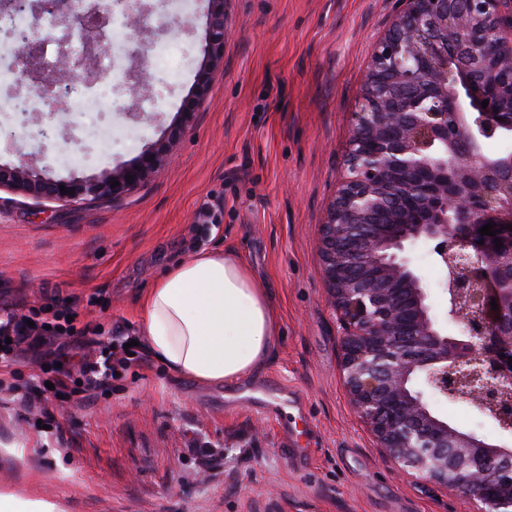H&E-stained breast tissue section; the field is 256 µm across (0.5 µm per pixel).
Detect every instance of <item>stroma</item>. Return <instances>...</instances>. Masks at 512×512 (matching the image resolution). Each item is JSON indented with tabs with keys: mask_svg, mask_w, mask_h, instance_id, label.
Wrapping results in <instances>:
<instances>
[{
	"mask_svg": "<svg viewBox=\"0 0 512 512\" xmlns=\"http://www.w3.org/2000/svg\"><path fill=\"white\" fill-rule=\"evenodd\" d=\"M140 34L113 78L105 141L73 162L71 112H11L25 130L0 137V164L56 178H95L164 141L194 89L171 77L157 42L200 47L208 0H144ZM398 0H229L224 64L164 165L119 200H39L0 189V308L53 307L76 330L137 335L157 275L194 252L241 254L280 311L276 353L222 387L171 376L153 358L111 393L30 426L0 402V492L56 502L61 512H475L471 500L385 460L340 375L341 329L319 253L353 112L375 41ZM208 216H201V207ZM410 256L450 334L446 295L425 244ZM450 424L491 444L512 434L464 400L433 401Z\"/></svg>",
	"mask_w": 512,
	"mask_h": 512,
	"instance_id": "obj_1",
	"label": "stroma"
}]
</instances>
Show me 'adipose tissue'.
I'll return each mask as SVG.
<instances>
[{"instance_id":"1","label":"adipose tissue","mask_w":512,"mask_h":512,"mask_svg":"<svg viewBox=\"0 0 512 512\" xmlns=\"http://www.w3.org/2000/svg\"><path fill=\"white\" fill-rule=\"evenodd\" d=\"M139 334L178 378L224 385L262 370L279 334L266 285L234 251L207 248L164 271L145 294Z\"/></svg>"}]
</instances>
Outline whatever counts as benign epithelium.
<instances>
[{
	"mask_svg": "<svg viewBox=\"0 0 512 512\" xmlns=\"http://www.w3.org/2000/svg\"><path fill=\"white\" fill-rule=\"evenodd\" d=\"M227 2L209 0L193 102L165 143L86 180L1 164L0 187L78 203L120 199L150 178L224 61ZM400 3L371 54L347 171L320 228L327 300L342 329L343 383L377 447L400 471L460 487L477 512H512V448L457 429L426 400L428 392L468 400L483 413L498 411L501 426L512 427L503 396L512 387V153L483 148L489 138L512 137V85L500 77L512 74V0ZM74 9L73 0H0L1 13H24L34 26L47 16L60 19L57 70L80 69L90 81L107 43L109 7L87 0L82 13ZM75 31L84 41L78 60L66 49ZM13 43L36 88L49 84L68 102L72 89L36 65L39 44L25 34ZM488 223L496 236L480 234ZM419 242L431 245L446 273L448 316L463 325L460 336L432 314L407 256Z\"/></svg>",
	"mask_w": 512,
	"mask_h": 512,
	"instance_id": "benign-epithelium-1",
	"label": "benign epithelium"
}]
</instances>
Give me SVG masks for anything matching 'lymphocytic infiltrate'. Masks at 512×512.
I'll list each match as a JSON object with an SVG mask.
<instances>
[{
	"label": "lymphocytic infiltrate",
	"instance_id": "f902f5d3",
	"mask_svg": "<svg viewBox=\"0 0 512 512\" xmlns=\"http://www.w3.org/2000/svg\"><path fill=\"white\" fill-rule=\"evenodd\" d=\"M130 336L115 333L108 342L95 336H79L66 314L53 313L44 319L38 311L0 314V398L18 403L43 424L53 416L47 408L50 397L82 404L88 394L108 392L132 362L125 346ZM31 364L35 371L27 387H19V366ZM52 372L45 382L43 372Z\"/></svg>",
	"mask_w": 512,
	"mask_h": 512
}]
</instances>
